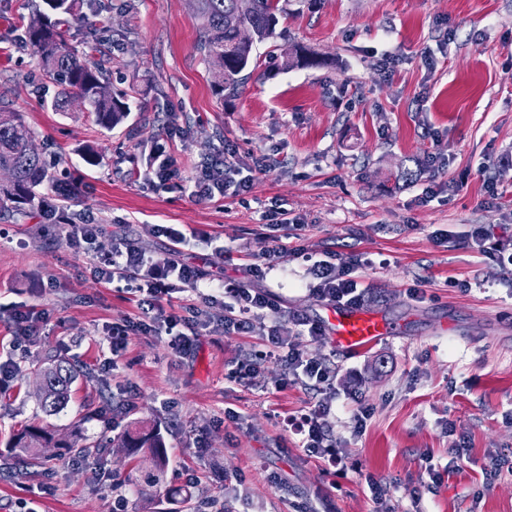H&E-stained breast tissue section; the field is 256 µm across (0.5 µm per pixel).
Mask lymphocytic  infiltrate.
I'll return each mask as SVG.
<instances>
[{
    "label": "lymphocytic infiltrate",
    "instance_id": "lymphocytic-infiltrate-1",
    "mask_svg": "<svg viewBox=\"0 0 512 512\" xmlns=\"http://www.w3.org/2000/svg\"><path fill=\"white\" fill-rule=\"evenodd\" d=\"M272 168V163L262 160L256 162L253 174H243L234 150L225 148L223 155L201 165L194 181L195 194L201 198L229 191L238 196L246 194L252 187L254 173H266ZM286 254L283 245L268 247L262 263L247 268V282L222 284L218 311L206 314L198 310L185 320L162 313V302L188 289L196 292L212 287V280L196 267L174 260L151 259L134 240L119 237L113 239L106 253L98 256L92 274L96 281L103 283L114 280L132 283L136 292L147 296V311L141 318H124L108 327L112 352L125 349L130 337L165 334L174 353L187 355L194 347L195 333L201 328L212 335L252 333L260 336L263 349L241 354L230 372L231 378L239 382L251 380L267 359L274 358L283 367L284 381L309 386L314 392L313 405L300 417L290 419L289 424L300 436L303 451L323 459L328 471L341 476L346 470L345 458L336 438L322 424L336 396V365L302 348L299 343L303 336L313 342L324 340L325 329L319 321L307 318L285 322L279 315L277 297L257 285L266 270L280 264ZM296 254L311 264L308 290L313 296L334 304H363L364 289L356 275L360 258L348 256L334 262L317 260L303 248L297 249Z\"/></svg>",
    "mask_w": 512,
    "mask_h": 512
}]
</instances>
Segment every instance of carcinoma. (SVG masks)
Wrapping results in <instances>:
<instances>
[{"label": "carcinoma", "instance_id": "1", "mask_svg": "<svg viewBox=\"0 0 512 512\" xmlns=\"http://www.w3.org/2000/svg\"><path fill=\"white\" fill-rule=\"evenodd\" d=\"M202 20L198 50L212 68L215 94L233 97L250 67L256 45L277 36L279 18L288 11L280 0H190ZM56 18L38 12L26 27L27 45L41 61L43 75L53 83L57 92L51 107L56 112L69 111L70 104L79 100L93 121L110 129L122 123L129 112L128 93L116 89L110 77L109 60L92 61L70 44L62 27L77 18L78 0H45ZM326 64L322 57L300 46L283 53L280 67L318 68ZM0 171L9 175L0 183V212L31 215L42 204L38 188L47 179V164L32 143L30 130L20 113L0 108ZM45 387L41 406L53 415L63 409L70 388L80 375L78 366L60 355L46 356L37 368ZM53 444L66 451L73 449L68 442L55 439L51 430L30 426L7 443L10 453L22 457L29 468L44 463L41 449ZM126 448L144 449L154 467L161 470L166 464V446L160 431L127 433Z\"/></svg>", "mask_w": 512, "mask_h": 512}]
</instances>
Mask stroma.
I'll return each instance as SVG.
<instances>
[{
  "instance_id": "stroma-1",
  "label": "stroma",
  "mask_w": 512,
  "mask_h": 512,
  "mask_svg": "<svg viewBox=\"0 0 512 512\" xmlns=\"http://www.w3.org/2000/svg\"><path fill=\"white\" fill-rule=\"evenodd\" d=\"M103 17L82 5L70 43L92 59L107 55L131 111L106 130L83 108L55 112L54 87L25 43L42 0H0V104L20 112L33 144L51 163L48 205L73 221L94 217L108 233L129 235L147 256L175 258L216 279H240L271 238L318 258H364V307L394 331L352 356L332 339L312 351L335 361L336 399L323 423L347 456L345 476L306 455L285 420L312 395L280 384L268 360L252 383L230 379L241 352L260 349L251 334L200 337L176 355L166 337L135 336L112 354L105 331L141 316L139 295L94 280L91 249L76 248L62 226L38 218L0 223V512H512V470L486 481L493 457L512 453V271L488 255L448 242L484 224L490 247L512 245V0H290L285 38L260 45L235 97L219 99L196 49L201 28L190 0H104ZM305 46L320 68L279 69L273 53ZM393 69L380 68L382 55ZM179 130L171 155L179 179L159 186L140 174ZM243 166L274 155L242 196H193L195 167L225 145ZM97 165H88L84 146ZM444 154L447 191L418 202L434 154ZM281 206L304 227H268ZM166 225L196 233L178 244ZM307 264L287 257L267 272L284 316L321 318ZM472 282L469 291L461 282ZM424 290L420 300L408 288ZM32 308L39 334L15 347L11 310ZM86 370L67 408L46 415L35 364L46 352ZM108 383L111 401L99 393ZM371 411L354 432L351 409ZM50 424L74 452H46L25 472L6 457L21 429ZM158 427L168 461L146 486L150 457L120 444L134 426ZM105 437V456L79 447ZM466 447L462 467L441 487H425L426 465L444 468L449 449ZM280 483H272L270 473ZM387 484L373 499L366 476Z\"/></svg>"
}]
</instances>
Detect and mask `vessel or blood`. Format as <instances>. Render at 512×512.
I'll list each match as a JSON object with an SVG mask.
<instances>
[{
	"mask_svg": "<svg viewBox=\"0 0 512 512\" xmlns=\"http://www.w3.org/2000/svg\"><path fill=\"white\" fill-rule=\"evenodd\" d=\"M323 324L332 340L352 354L360 353L389 332L377 314L339 304L327 307Z\"/></svg>",
	"mask_w": 512,
	"mask_h": 512,
	"instance_id": "vessel-or-blood-1",
	"label": "vessel or blood"
}]
</instances>
